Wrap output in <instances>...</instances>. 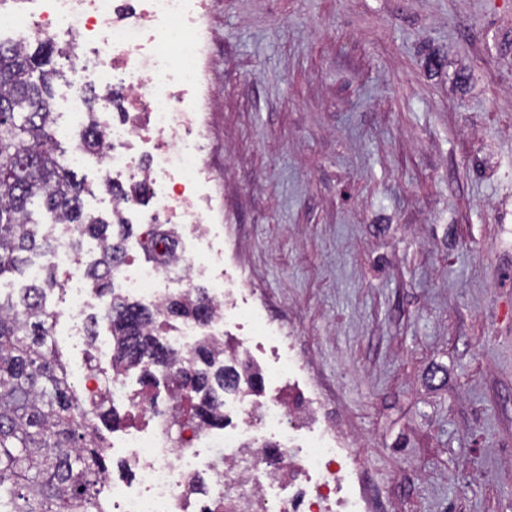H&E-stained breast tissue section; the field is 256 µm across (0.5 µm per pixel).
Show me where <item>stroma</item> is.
I'll use <instances>...</instances> for the list:
<instances>
[{
  "mask_svg": "<svg viewBox=\"0 0 512 512\" xmlns=\"http://www.w3.org/2000/svg\"><path fill=\"white\" fill-rule=\"evenodd\" d=\"M210 224L392 512H512V0H211Z\"/></svg>",
  "mask_w": 512,
  "mask_h": 512,
  "instance_id": "35a3bbf8",
  "label": "stroma"
}]
</instances>
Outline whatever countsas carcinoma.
Wrapping results in <instances>:
<instances>
[{
  "label": "carcinoma",
  "mask_w": 512,
  "mask_h": 512,
  "mask_svg": "<svg viewBox=\"0 0 512 512\" xmlns=\"http://www.w3.org/2000/svg\"><path fill=\"white\" fill-rule=\"evenodd\" d=\"M16 45L0 41V279L24 273L32 257L47 256L49 236L34 226L32 207L42 203L54 224L77 226L80 237L101 243L98 257L84 274L102 298L103 314L90 322L88 335L100 324L112 335V371L141 370L146 386L163 376L177 383L178 415L185 427L224 426V392L244 380L262 388L254 367L224 363L216 345L203 341L186 357L174 354L158 338L170 318L206 321L212 307L206 289L196 297H170L164 312L132 301L113 285L125 261L132 225L120 213L106 219L84 209L90 193L84 180L58 152L55 113L51 109L55 56L63 49L43 37ZM81 149L97 154L103 146L101 122L88 114L78 134ZM146 254L161 259L157 242L170 243L167 224L152 225ZM57 267L43 266L40 280L19 296L0 293V512H110L103 485L109 455L103 429L119 423L103 397L89 396L72 380L60 348L52 339L58 311L48 294L64 291Z\"/></svg>",
  "instance_id": "obj_1"
}]
</instances>
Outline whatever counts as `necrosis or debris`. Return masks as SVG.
Returning <instances> with one entry per match:
<instances>
[{"instance_id":"4bbe7bcc","label":"necrosis or debris","mask_w":512,"mask_h":512,"mask_svg":"<svg viewBox=\"0 0 512 512\" xmlns=\"http://www.w3.org/2000/svg\"><path fill=\"white\" fill-rule=\"evenodd\" d=\"M209 0H22L0 13V34L15 43L31 30L63 38L73 51L70 115L83 109L86 85L118 92L121 109L101 115L106 147L97 161L103 182H143L155 206L141 213L137 200H113L124 218L148 224H179L187 237L164 264L123 265L114 275L124 294L162 308L170 283L192 292L210 247L208 183L203 164L206 133L202 57L213 43L204 24ZM49 258L69 272L64 313L68 335H86L87 310L95 294L82 274L73 229L52 228ZM210 321L185 320L167 339L176 353L208 339L223 344L226 329L258 326L273 349L271 374L291 381L305 371L291 342L271 324L242 307V289L214 281L208 290ZM318 400L280 390L260 403L239 392L224 395V430L188 428L174 439L164 416L112 441V453L134 474L113 487L112 512H367L372 497L361 488L360 470L335 428L318 421ZM205 479L207 491L189 495Z\"/></svg>"}]
</instances>
